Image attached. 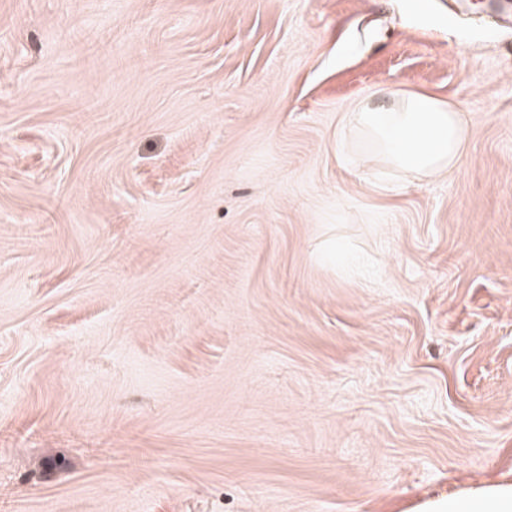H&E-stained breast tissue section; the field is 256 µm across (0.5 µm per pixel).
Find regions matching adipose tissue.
<instances>
[{
    "instance_id": "ef3b65f1",
    "label": "adipose tissue",
    "mask_w": 512,
    "mask_h": 512,
    "mask_svg": "<svg viewBox=\"0 0 512 512\" xmlns=\"http://www.w3.org/2000/svg\"><path fill=\"white\" fill-rule=\"evenodd\" d=\"M344 123L370 139L389 168L416 176L454 168L466 138L455 110L418 93L367 100L347 113ZM422 512H512V481L461 488L448 501L426 503Z\"/></svg>"
}]
</instances>
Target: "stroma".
I'll return each instance as SVG.
<instances>
[{"label": "stroma", "instance_id": "35a3bbf8", "mask_svg": "<svg viewBox=\"0 0 512 512\" xmlns=\"http://www.w3.org/2000/svg\"><path fill=\"white\" fill-rule=\"evenodd\" d=\"M501 0H0V512H413L512 479ZM461 112L449 173L343 117Z\"/></svg>", "mask_w": 512, "mask_h": 512}]
</instances>
